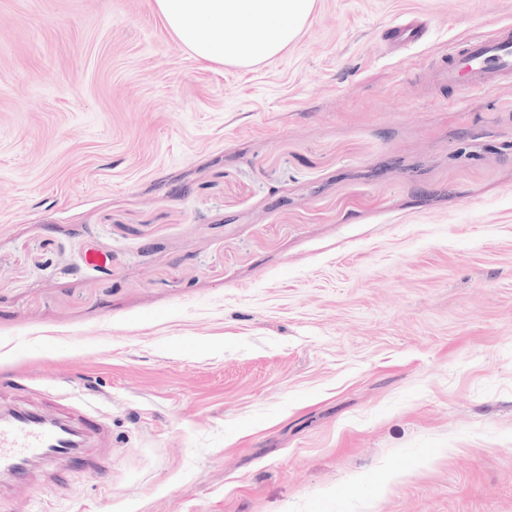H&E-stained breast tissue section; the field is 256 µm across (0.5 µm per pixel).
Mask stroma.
<instances>
[{"instance_id": "35a3bbf8", "label": "stroma", "mask_w": 512, "mask_h": 512, "mask_svg": "<svg viewBox=\"0 0 512 512\" xmlns=\"http://www.w3.org/2000/svg\"><path fill=\"white\" fill-rule=\"evenodd\" d=\"M508 22L316 0L241 70L154 0H0V406L111 432L0 512H512V82L425 67Z\"/></svg>"}]
</instances>
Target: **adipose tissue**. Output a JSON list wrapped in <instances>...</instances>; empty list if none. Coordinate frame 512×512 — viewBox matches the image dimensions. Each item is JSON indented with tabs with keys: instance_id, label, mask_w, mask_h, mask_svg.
<instances>
[{
	"instance_id": "ef3b65f1",
	"label": "adipose tissue",
	"mask_w": 512,
	"mask_h": 512,
	"mask_svg": "<svg viewBox=\"0 0 512 512\" xmlns=\"http://www.w3.org/2000/svg\"><path fill=\"white\" fill-rule=\"evenodd\" d=\"M198 58L236 67L277 58L310 22L315 0H154Z\"/></svg>"
}]
</instances>
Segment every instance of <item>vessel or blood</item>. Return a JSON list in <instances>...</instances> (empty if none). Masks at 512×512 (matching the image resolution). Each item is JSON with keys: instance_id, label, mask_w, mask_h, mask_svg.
<instances>
[{"instance_id": "1", "label": "vessel or blood", "mask_w": 512, "mask_h": 512, "mask_svg": "<svg viewBox=\"0 0 512 512\" xmlns=\"http://www.w3.org/2000/svg\"><path fill=\"white\" fill-rule=\"evenodd\" d=\"M432 74L440 86L462 92H489L512 80V24L475 32L443 48ZM105 421L79 403L68 412L12 407L0 413V473L23 478L27 463L51 458L69 465L87 441H107Z\"/></svg>"}]
</instances>
